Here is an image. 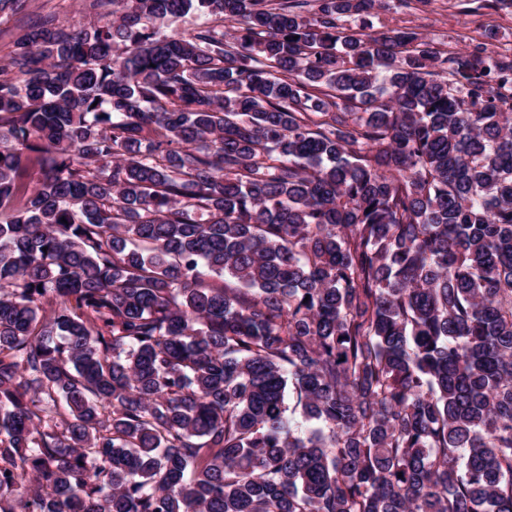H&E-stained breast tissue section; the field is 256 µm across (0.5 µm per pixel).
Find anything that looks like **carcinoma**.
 I'll return each mask as SVG.
<instances>
[{"mask_svg": "<svg viewBox=\"0 0 512 512\" xmlns=\"http://www.w3.org/2000/svg\"><path fill=\"white\" fill-rule=\"evenodd\" d=\"M111 4L0 66V512H512V60Z\"/></svg>", "mask_w": 512, "mask_h": 512, "instance_id": "carcinoma-1", "label": "carcinoma"}]
</instances>
